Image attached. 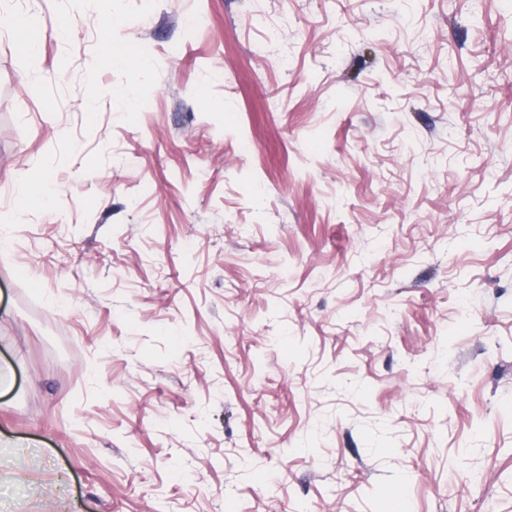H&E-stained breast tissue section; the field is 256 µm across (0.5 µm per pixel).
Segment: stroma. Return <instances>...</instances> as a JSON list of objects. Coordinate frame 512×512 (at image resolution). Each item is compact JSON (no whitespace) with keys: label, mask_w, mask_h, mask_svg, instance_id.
<instances>
[{"label":"stroma","mask_w":512,"mask_h":512,"mask_svg":"<svg viewBox=\"0 0 512 512\" xmlns=\"http://www.w3.org/2000/svg\"><path fill=\"white\" fill-rule=\"evenodd\" d=\"M1 225L0 512H512V0H0ZM43 179L34 177L28 180L20 189L17 196V204L22 209L41 207L43 200Z\"/></svg>","instance_id":"35a3bbf8"}]
</instances>
